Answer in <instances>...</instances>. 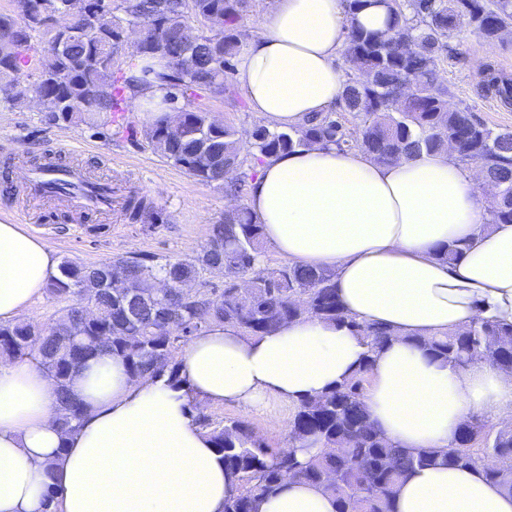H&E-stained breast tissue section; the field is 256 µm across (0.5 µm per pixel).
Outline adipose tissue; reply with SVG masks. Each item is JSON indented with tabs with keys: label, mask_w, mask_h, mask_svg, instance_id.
I'll list each match as a JSON object with an SVG mask.
<instances>
[{
	"label": "adipose tissue",
	"mask_w": 512,
	"mask_h": 512,
	"mask_svg": "<svg viewBox=\"0 0 512 512\" xmlns=\"http://www.w3.org/2000/svg\"><path fill=\"white\" fill-rule=\"evenodd\" d=\"M388 0H271L269 22L252 36L237 78L252 111L270 126L299 128L334 111L343 90L339 53L352 26L387 31ZM130 107L168 116V91L130 70ZM246 204L264 240L298 265L334 273L336 294L355 321L389 329L368 354L342 323L302 318L253 336L212 323L181 355L184 381L132 378L124 359L88 360L70 389L84 408L76 430L57 423L56 387L33 361L0 359V512H44L48 484L59 512H224L235 484L193 405L262 412L297 405L373 361L362 401L389 440L448 449L480 413L512 421V376L482 360L456 369L419 345L490 318L512 325V224L484 225L473 171L440 151L379 163L358 150L316 145L265 159ZM464 244L455 262L448 242ZM57 268L42 241L0 223V323L41 296ZM258 512H337L321 488L285 481ZM393 512H512V491L482 468H421L398 487Z\"/></svg>",
	"instance_id": "ef3b65f1"
}]
</instances>
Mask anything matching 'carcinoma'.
Returning <instances> with one entry per match:
<instances>
[{"mask_svg": "<svg viewBox=\"0 0 512 512\" xmlns=\"http://www.w3.org/2000/svg\"><path fill=\"white\" fill-rule=\"evenodd\" d=\"M63 0H14V15L0 16V76H11L13 100L31 94L49 99L53 122L95 125L100 114L127 106L129 80L102 55L112 43L121 53L120 28L150 25L152 39L142 54L168 61L157 79L170 89V100L194 93L221 95L224 68L240 48L239 28L247 0H106L95 31L51 27ZM393 25L385 33L351 29L344 49L347 61L363 71L345 73L339 110L316 117L302 128L270 130L257 126L239 131L215 126L209 113L187 110L180 126L168 130L157 121L144 135L155 150L198 180L218 186L232 170L242 192L254 180V167L242 156L248 143L251 158L261 163L279 153L328 144L339 150L359 149L378 162H392L416 152L435 153L448 141L457 144L464 163L481 166L486 180L499 189L498 204L487 224L512 223V131H497L476 120L469 107L448 104L451 92L438 80L447 41L466 24L488 39L512 26V0H391ZM219 14L224 27L204 28L195 45L191 67H181V47L167 38L188 19L199 23ZM62 48H56V45ZM484 93L512 103V79L482 72ZM358 120L359 135H347L345 114ZM263 227L245 209L224 214L195 263L168 260L105 261L86 266L64 261L47 286L62 303L59 316L46 329L26 322L0 323V357L37 361L58 389L64 432L77 427L83 415L72 401L68 383L74 370L106 350L124 358L132 377L168 376L184 381L174 353L218 321L252 335L269 333L298 318L344 322L367 340L363 367L350 379L317 397L301 400L289 422L291 446L273 450L242 418L213 422L210 436L226 469L245 489L224 502V512H256V501L280 489L287 478L317 485L336 498L338 512H391L398 483L415 470L437 464L483 467L487 478L512 489V430L475 418L463 423L455 449L412 451L380 435L362 402L367 370L376 350L390 339L383 327L350 320L337 297L333 273L285 262L274 268L262 262ZM232 272L250 284L234 281L212 296L196 300L176 285L205 271ZM165 281L167 288L157 287ZM136 315H129V308ZM431 354L453 367L480 358L505 371L512 368V326L477 321L455 334L420 338ZM314 440L324 447L304 460L292 444Z\"/></svg>", "mask_w": 512, "mask_h": 512, "instance_id": "1", "label": "carcinoma"}]
</instances>
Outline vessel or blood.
<instances>
[{"label":"vessel or blood","mask_w":512,"mask_h":512,"mask_svg":"<svg viewBox=\"0 0 512 512\" xmlns=\"http://www.w3.org/2000/svg\"><path fill=\"white\" fill-rule=\"evenodd\" d=\"M58 182L68 184V192L55 194L53 186ZM111 187V182L97 180L78 166L60 164L55 154L50 153L40 168L30 169L26 196L32 200H57L81 218L88 214H111Z\"/></svg>","instance_id":"obj_1"}]
</instances>
